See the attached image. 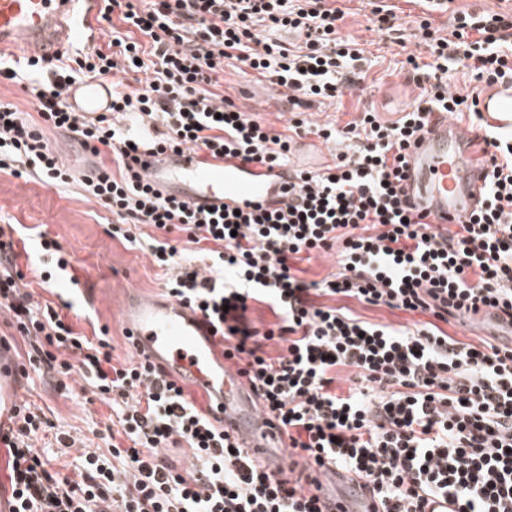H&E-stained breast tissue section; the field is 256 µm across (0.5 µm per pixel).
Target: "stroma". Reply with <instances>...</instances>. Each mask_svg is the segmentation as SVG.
I'll list each match as a JSON object with an SVG mask.
<instances>
[{"label":"stroma","instance_id":"obj_1","mask_svg":"<svg viewBox=\"0 0 512 512\" xmlns=\"http://www.w3.org/2000/svg\"><path fill=\"white\" fill-rule=\"evenodd\" d=\"M346 7L349 15L343 32L363 43L368 58L366 78L354 94L334 105L319 107L317 119L344 123L353 112L367 106L382 119L395 120L418 94L415 85L409 84L400 72L406 51L417 48L416 32L407 28L404 45L393 44L370 23L371 0H348ZM224 85L230 88L237 104L256 113L266 124L278 130L286 125L287 108L277 105L276 91L255 74L225 68ZM112 222L110 211L79 191L61 194L53 187L0 172V225H14L26 241L28 252L20 256L18 264L27 281L35 285L36 299L74 301L77 330L89 335L94 327L108 326L112 354L121 361L130 355L119 321L125 295L132 290L147 296L162 294L166 274L153 264L148 238L134 244L113 239L107 232ZM43 233L60 244L70 262L72 277L84 280L86 292L72 291L69 280L43 279V272L52 267L50 258L36 247ZM21 395L41 407L53 426L36 443L38 452L48 458L62 451L55 441L56 432L85 438L87 446L94 448L100 446L102 435L112 424L110 406L94 398L76 376L60 386L31 372L21 386Z\"/></svg>","mask_w":512,"mask_h":512}]
</instances>
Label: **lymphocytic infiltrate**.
Returning a JSON list of instances; mask_svg holds the SVG:
<instances>
[{
    "instance_id": "lymphocytic-infiltrate-1",
    "label": "lymphocytic infiltrate",
    "mask_w": 512,
    "mask_h": 512,
    "mask_svg": "<svg viewBox=\"0 0 512 512\" xmlns=\"http://www.w3.org/2000/svg\"><path fill=\"white\" fill-rule=\"evenodd\" d=\"M346 17L338 0H101L99 18L113 25L106 48L0 61V78L20 84L35 108L0 102V171L95 198L117 219L111 237L132 243L136 228H153L149 253L169 273L167 295L213 324L289 453L356 475L350 497L371 491L381 512H424L431 496L460 512H512V348L443 329L481 306L512 317V137L479 110L485 90L512 83V10L453 9L442 24L419 16L424 51L403 63L419 94L399 120L365 108L342 125L318 123L314 105L365 78V48L341 33ZM229 65L287 101L283 130L222 91ZM459 69L470 92L452 88ZM128 72L142 74L140 87L122 81ZM106 78L109 112L68 111L70 85ZM439 114L471 118L487 166L478 209L453 231L426 222L405 189L409 151ZM50 129L109 163L97 178L76 175ZM305 135L332 150L331 163L291 168ZM180 146L291 168L286 207L205 211L164 194L138 164ZM175 231L197 261L171 243ZM330 252L335 273L297 276L300 258ZM18 257L0 226V310L29 345L30 366L51 379L79 375L117 427L101 449L60 437L79 450L70 475L37 452L47 423L21 403L5 439L8 512H323L301 477L255 461L184 387L142 359L114 361L108 328L86 336L67 316L71 302L35 300ZM347 299L413 320L372 322ZM255 302L274 316L266 328L248 317ZM346 369L354 375L340 392ZM182 442L192 452L185 469L162 453Z\"/></svg>"
}]
</instances>
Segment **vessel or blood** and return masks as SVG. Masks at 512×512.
Listing matches in <instances>:
<instances>
[{
  "label": "vessel or blood",
  "mask_w": 512,
  "mask_h": 512,
  "mask_svg": "<svg viewBox=\"0 0 512 512\" xmlns=\"http://www.w3.org/2000/svg\"><path fill=\"white\" fill-rule=\"evenodd\" d=\"M97 0H0V54L22 51L26 56H52L75 42V17L93 12ZM108 83H84L65 95L69 110L88 117L107 112ZM479 109L494 125L512 130V86L482 95ZM467 130L437 117L422 134L408 164L407 192L435 224H455L471 214L480 200L485 172L470 160ZM145 173L155 186L177 198L206 208L222 204H285L288 170L242 164L184 148L145 159ZM121 321L132 351L161 368L169 379L188 384L205 398L216 426L237 434L248 453L270 467L285 466L282 436L270 428L246 376L224 349L200 314L181 303L129 293ZM469 323L512 343V321L483 307L469 314ZM18 368L0 358V436L20 399Z\"/></svg>",
  "instance_id": "1"
}]
</instances>
